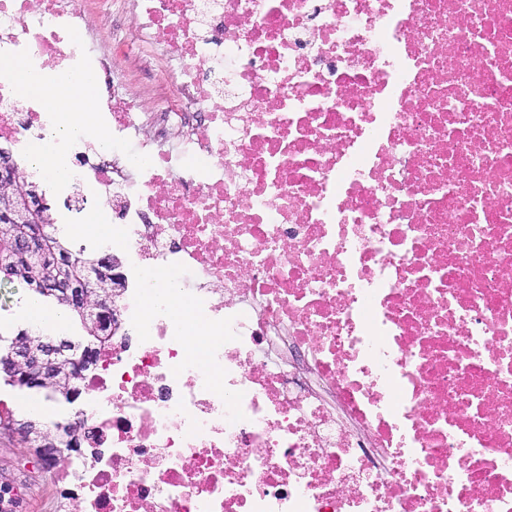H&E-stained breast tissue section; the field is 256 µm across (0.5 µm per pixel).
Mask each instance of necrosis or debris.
Here are the masks:
<instances>
[{"label": "necrosis or debris", "mask_w": 512, "mask_h": 512, "mask_svg": "<svg viewBox=\"0 0 512 512\" xmlns=\"http://www.w3.org/2000/svg\"><path fill=\"white\" fill-rule=\"evenodd\" d=\"M0 59L105 86L77 512H512V0H0ZM53 120L0 73V149Z\"/></svg>", "instance_id": "1"}]
</instances>
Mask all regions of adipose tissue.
<instances>
[{"mask_svg":"<svg viewBox=\"0 0 512 512\" xmlns=\"http://www.w3.org/2000/svg\"><path fill=\"white\" fill-rule=\"evenodd\" d=\"M13 73L24 92L38 94L57 113L55 124L42 139L32 142L27 150L28 166L46 177L64 183L70 177L64 146L71 140L93 136L100 148L109 141L93 119L97 80L93 70L69 72H35L17 65Z\"/></svg>","mask_w":512,"mask_h":512,"instance_id":"adipose-tissue-1","label":"adipose tissue"}]
</instances>
